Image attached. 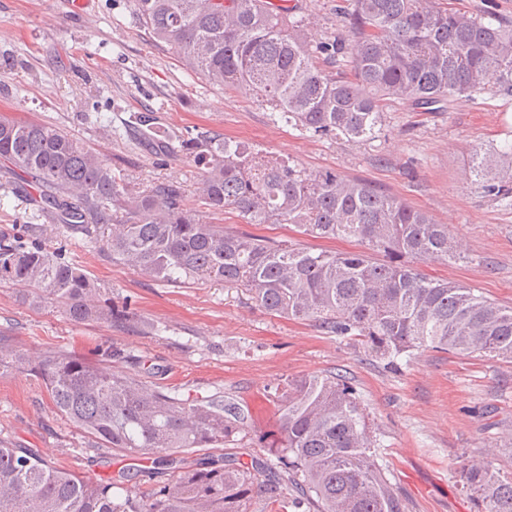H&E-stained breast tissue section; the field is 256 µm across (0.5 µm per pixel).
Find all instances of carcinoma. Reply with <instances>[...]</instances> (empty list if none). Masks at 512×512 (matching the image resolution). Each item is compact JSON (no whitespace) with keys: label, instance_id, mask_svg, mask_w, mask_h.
Returning a JSON list of instances; mask_svg holds the SVG:
<instances>
[{"label":"carcinoma","instance_id":"1","mask_svg":"<svg viewBox=\"0 0 512 512\" xmlns=\"http://www.w3.org/2000/svg\"><path fill=\"white\" fill-rule=\"evenodd\" d=\"M142 25L174 46L209 83L240 90L273 116L318 135L351 142L375 137L380 101L405 99L440 110L459 96L512 93V25L443 8L438 0H347L352 48L315 42L301 19L275 0H135ZM354 80L319 61L342 58ZM204 167L196 201L248 224H294L315 238L354 237L382 253H313L262 236L224 231L195 218L173 184L135 189L121 171L60 128L0 113V158L39 188L33 205L58 232L111 227L112 262L163 284L222 282L243 288L266 311L318 322L336 336H359L395 364L419 347L512 360V308L462 284L431 279L405 257L446 259L457 251L448 225L376 186L333 170L308 172L241 142L200 133L184 141ZM472 173L484 194L512 200V145L475 152ZM0 282L21 286L32 305L52 302L75 323L102 320L138 328L133 316L98 304L99 289L61 252L0 234ZM111 347L94 363L71 351L31 356L0 336V377L33 366L56 411L98 448L146 455L171 466L173 455L218 448L247 420L233 402L194 401L148 385L116 366ZM278 466L259 458L222 466L180 467L147 494L123 473L93 480L53 466L36 448L0 441L3 512H248L253 495L295 492L292 507L314 512H405L371 451L363 403L343 376H309L279 396ZM464 485L478 512H512V475L470 463Z\"/></svg>","mask_w":512,"mask_h":512}]
</instances>
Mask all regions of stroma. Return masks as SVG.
<instances>
[{"label": "stroma", "instance_id": "obj_1", "mask_svg": "<svg viewBox=\"0 0 512 512\" xmlns=\"http://www.w3.org/2000/svg\"><path fill=\"white\" fill-rule=\"evenodd\" d=\"M337 3L287 0L317 40L347 41L351 24L337 15ZM0 112L56 125L123 170L135 188L167 182L194 196L202 167L181 142L205 131L301 169L370 182L447 225L461 243L462 258L426 257L416 261L419 271L512 306V206L469 179L473 149L512 143V94L461 97L436 112L394 99L373 140L350 142L274 120L262 102L209 84L173 46L149 34L134 0H85L79 10L72 0H0ZM151 131L171 136L170 151L151 148ZM202 218L315 252L361 248L357 240L312 238L290 224H248L234 213ZM49 226L28 200L25 177L0 159V233L31 234L62 251L94 280L101 303L128 309L151 331L77 325L55 306L29 307L15 285L3 282L0 334L33 355L64 348L92 362L112 346L124 351L125 370L192 400L224 397L247 414L233 441L179 454L178 466L253 457L275 464L269 446L279 389L299 377L336 374L357 390L377 462L406 512H477L462 474L470 460L489 459L512 473V361L419 349L393 368L360 337L270 314L244 289L167 286L113 263L101 230L62 236ZM0 440L40 449L53 465L92 479L134 469L140 492L170 476L119 450L91 447L30 371L0 377Z\"/></svg>", "mask_w": 512, "mask_h": 512}]
</instances>
